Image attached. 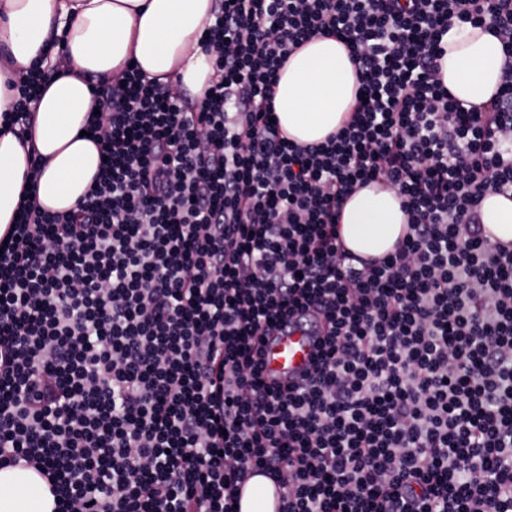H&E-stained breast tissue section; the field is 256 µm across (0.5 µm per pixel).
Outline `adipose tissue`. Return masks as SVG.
Here are the masks:
<instances>
[{
  "mask_svg": "<svg viewBox=\"0 0 512 512\" xmlns=\"http://www.w3.org/2000/svg\"><path fill=\"white\" fill-rule=\"evenodd\" d=\"M213 0H0V114L9 111V81L47 60L56 76L31 107L32 139L0 131V234L18 217L32 157L41 170L39 206L75 207L101 166L96 142L85 136L97 102L88 76L118 82L129 64L148 76L201 96L214 75L213 52L201 36ZM56 33L59 44L48 48ZM439 78L449 93L485 106L501 83L504 53L492 33L452 26L442 40ZM359 82L344 44L316 38L297 50L280 73L274 107L282 129L301 144L323 141L353 105ZM407 217L396 193L373 183L346 203L340 224L346 247L382 257L402 238ZM57 498L32 469L0 465V512H56Z\"/></svg>",
  "mask_w": 512,
  "mask_h": 512,
  "instance_id": "obj_1",
  "label": "adipose tissue"
}]
</instances>
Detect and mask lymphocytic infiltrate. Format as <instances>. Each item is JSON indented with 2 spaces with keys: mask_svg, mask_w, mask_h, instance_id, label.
<instances>
[{
  "mask_svg": "<svg viewBox=\"0 0 512 512\" xmlns=\"http://www.w3.org/2000/svg\"><path fill=\"white\" fill-rule=\"evenodd\" d=\"M456 23L505 55L487 107L438 78ZM344 43V124L275 122L288 58ZM200 99L126 68L92 82L104 163L69 212L23 199L0 246V461L58 512H237L255 472L279 512H512V245L480 205L512 198V0H214ZM53 67L4 118L26 138ZM407 216L394 252L346 250L373 182ZM304 326L301 378H265ZM313 350V337L301 331L277 336L266 347V372L287 376L299 374L309 364Z\"/></svg>",
  "mask_w": 512,
  "mask_h": 512,
  "instance_id": "lymphocytic-infiltrate-1",
  "label": "lymphocytic infiltrate"
}]
</instances>
